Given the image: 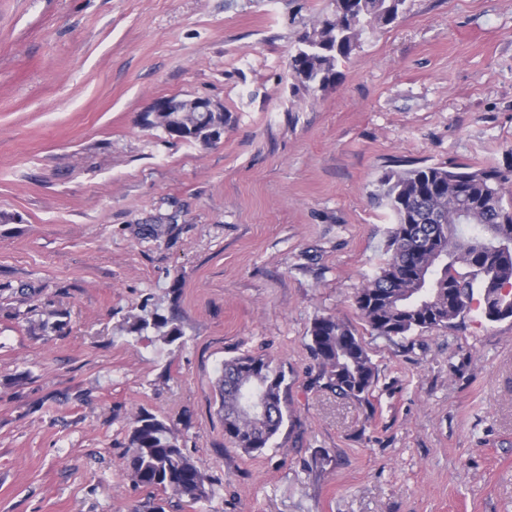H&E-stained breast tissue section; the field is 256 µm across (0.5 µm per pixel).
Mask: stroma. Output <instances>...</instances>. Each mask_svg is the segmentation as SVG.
<instances>
[{
  "mask_svg": "<svg viewBox=\"0 0 512 512\" xmlns=\"http://www.w3.org/2000/svg\"><path fill=\"white\" fill-rule=\"evenodd\" d=\"M334 0H0V512H132L131 417L174 424L207 512H512V318L479 304L387 340L355 296L382 267L388 172L512 166V0H406L296 89ZM162 96L224 137L140 125ZM177 314L171 344L124 332ZM361 337L368 401L316 385V318ZM286 373L269 448L224 436L225 360ZM184 102L176 97H161L153 101L143 113L168 112L161 115L154 123L155 128L165 129L171 137H178L187 142L209 143V132L214 127L224 124V112H217L221 105L208 98H187ZM190 112V113H182Z\"/></svg>",
  "mask_w": 512,
  "mask_h": 512,
  "instance_id": "1",
  "label": "stroma"
}]
</instances>
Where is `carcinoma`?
<instances>
[{
    "label": "carcinoma",
    "instance_id": "obj_1",
    "mask_svg": "<svg viewBox=\"0 0 512 512\" xmlns=\"http://www.w3.org/2000/svg\"><path fill=\"white\" fill-rule=\"evenodd\" d=\"M333 16L318 21L291 57L290 70L305 89L324 87L336 77L335 62L359 45L366 27L393 23L405 0H335ZM224 124L222 112H168L154 127L187 142L209 143V132ZM512 169L458 164L425 165L391 172L379 181L376 197L395 216L388 258L355 297L361 320L375 336L403 337L415 330L453 324L480 293L486 318H512V198L504 186ZM467 219L461 220L462 212ZM441 224H428L433 213ZM507 288L495 300L491 294ZM131 329H153L174 341L182 335L173 315L146 311L133 316ZM310 349L318 365L319 387L341 399L369 401L376 365L350 325L333 316L315 319ZM285 372L273 360L242 354L224 362L218 382L224 436L247 454L261 453L287 417ZM270 407L266 418L250 409ZM126 476L138 487L160 490L194 512L213 497L209 475L182 447L173 425L146 410L131 418Z\"/></svg>",
    "mask_w": 512,
    "mask_h": 512
}]
</instances>
